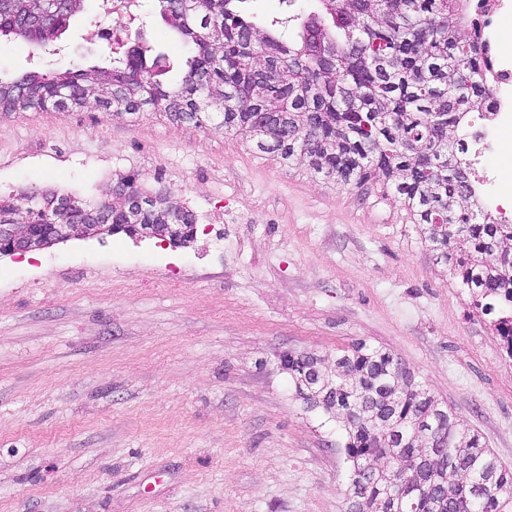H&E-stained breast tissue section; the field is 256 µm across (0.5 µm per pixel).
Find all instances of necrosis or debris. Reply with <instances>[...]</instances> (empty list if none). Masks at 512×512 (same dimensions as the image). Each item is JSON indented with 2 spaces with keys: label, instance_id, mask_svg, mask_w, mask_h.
Listing matches in <instances>:
<instances>
[{
  "label": "necrosis or debris",
  "instance_id": "necrosis-or-debris-1",
  "mask_svg": "<svg viewBox=\"0 0 512 512\" xmlns=\"http://www.w3.org/2000/svg\"><path fill=\"white\" fill-rule=\"evenodd\" d=\"M468 17V33L480 38L486 46L490 66L486 78L492 93L488 109L471 113L466 125L464 160L471 172L473 184L484 206L493 213L496 222L512 224V208L503 205L512 198V165L488 171L483 167L485 154L505 149L512 134V65L503 60L496 47L507 35L499 17L504 0H473Z\"/></svg>",
  "mask_w": 512,
  "mask_h": 512
}]
</instances>
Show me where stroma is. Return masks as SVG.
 Wrapping results in <instances>:
<instances>
[{"label":"stroma","instance_id":"stroma-1","mask_svg":"<svg viewBox=\"0 0 512 512\" xmlns=\"http://www.w3.org/2000/svg\"><path fill=\"white\" fill-rule=\"evenodd\" d=\"M98 0L61 54L0 41V80L109 66ZM126 43L185 59L157 0ZM171 189L193 243L119 233L0 255V512H348L335 415L283 354L333 363L363 342L417 379L512 468V372L500 338L393 187L346 189L240 137L144 108L0 115V194L98 199L118 175Z\"/></svg>","mask_w":512,"mask_h":512}]
</instances>
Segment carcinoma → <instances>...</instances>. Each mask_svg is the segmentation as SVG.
I'll return each instance as SVG.
<instances>
[{"mask_svg":"<svg viewBox=\"0 0 512 512\" xmlns=\"http://www.w3.org/2000/svg\"><path fill=\"white\" fill-rule=\"evenodd\" d=\"M85 0H0V37L56 44ZM187 50L177 85L165 55L128 48L122 66L31 71L0 81V112L81 108L111 116L151 106L175 123L221 117L220 128L265 153L307 162L344 186L392 184L449 272L468 288L512 358V225L498 224L472 188L463 139L484 106L487 56L463 33L466 0H316L319 8L261 21L247 0H158ZM134 173L96 202L23 191L0 197V225L30 224L28 245L54 241L49 224L78 239L125 233L179 245L196 216L166 191L155 201ZM297 393L334 412L352 463L349 512H512V469L382 346L360 345L334 366L283 359ZM371 473L364 475L366 465Z\"/></svg>","mask_w":512,"mask_h":512,"instance_id":"carcinoma-1","label":"carcinoma"}]
</instances>
